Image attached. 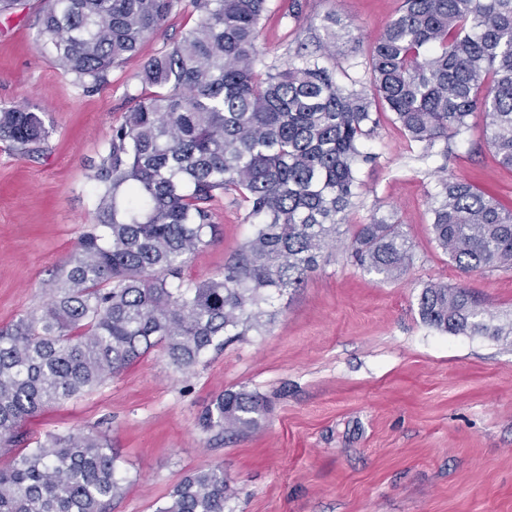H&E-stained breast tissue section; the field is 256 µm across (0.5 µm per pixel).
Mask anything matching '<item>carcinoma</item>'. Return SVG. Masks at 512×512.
I'll return each instance as SVG.
<instances>
[{
    "mask_svg": "<svg viewBox=\"0 0 512 512\" xmlns=\"http://www.w3.org/2000/svg\"><path fill=\"white\" fill-rule=\"evenodd\" d=\"M182 0H47L38 36L81 85L106 83ZM197 21L137 74L135 106L112 127L93 180L97 222L54 275L39 312L0 327V447L24 442L45 407L94 391L156 348L182 370L225 337L265 325L273 299L326 261L377 161L366 141L383 113L419 157L486 120L487 143L512 169V0H402L369 60V83L341 86L324 56L267 61L259 34L270 0H190ZM42 117L0 105V141L42 151ZM244 209L250 233L224 272L184 280L190 255L218 235L214 202ZM436 246L465 274L512 269V211L472 184L441 178L431 195ZM349 248L382 281L403 277L412 245L399 225H359ZM424 323L444 332L512 333L465 288L429 283ZM258 394L226 391L206 431L259 429ZM112 450L92 433L51 432L0 466V512H104L121 496ZM224 469L184 477L156 512H224Z\"/></svg>",
    "mask_w": 512,
    "mask_h": 512,
    "instance_id": "obj_1",
    "label": "carcinoma"
}]
</instances>
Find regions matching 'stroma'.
Here are the masks:
<instances>
[{"instance_id":"35a3bbf8","label":"stroma","mask_w":512,"mask_h":512,"mask_svg":"<svg viewBox=\"0 0 512 512\" xmlns=\"http://www.w3.org/2000/svg\"><path fill=\"white\" fill-rule=\"evenodd\" d=\"M272 0L259 43L284 63L324 37L336 16L348 36L331 54L338 80L368 81L369 52L401 0ZM29 0L15 30L0 32V105L23 104L48 130L42 152L0 142V327L33 314L57 268L94 223L92 167L141 91L142 64L194 26L189 0L106 84L83 90L44 57ZM376 164L341 228L390 215L412 244L407 274L382 282L344 245L295 290L275 300L271 323L188 372L153 350L102 387L52 405L25 425L27 447L50 432L105 438L125 479L106 512H156L186 475L223 467L235 494L224 512H512V335L453 334L425 324L418 298L430 282L467 288L495 321L512 320V270L463 273L430 232L440 176L470 182L512 207V170L498 165L485 119L453 140L448 156L418 158L390 116L369 141ZM230 198L215 205L216 240L191 255L184 277L223 271L248 225ZM245 389L268 412L259 430L229 438L199 418L220 393Z\"/></svg>"}]
</instances>
